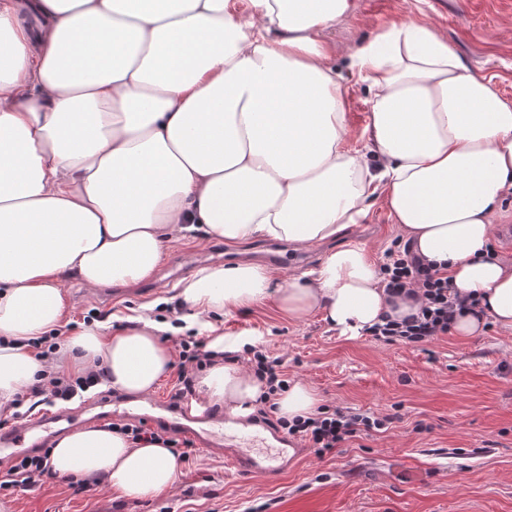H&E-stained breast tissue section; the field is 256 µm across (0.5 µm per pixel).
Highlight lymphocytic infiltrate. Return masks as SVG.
I'll use <instances>...</instances> for the list:
<instances>
[{
  "label": "lymphocytic infiltrate",
  "mask_w": 512,
  "mask_h": 512,
  "mask_svg": "<svg viewBox=\"0 0 512 512\" xmlns=\"http://www.w3.org/2000/svg\"><path fill=\"white\" fill-rule=\"evenodd\" d=\"M380 272L385 276L391 293L400 294L411 286H418L421 304L415 313L402 319L386 316L380 323L370 327L368 334L375 340L419 347L448 335L458 313L476 308L475 299L453 291L447 273L423 263L410 250L398 246L387 249ZM210 361L211 354L202 340L191 334L181 339L180 352L175 362L177 384L173 401L181 402L196 396V374L207 367ZM252 361L255 377L265 386L260 397L262 406L258 410L259 415L265 417L275 412L276 399L287 391L289 381L283 370L282 357L270 356L266 350L257 348L253 351ZM106 380V369L102 366L81 375L43 370L23 394L16 396L12 405L18 408L29 401L39 405L67 402ZM391 421L388 415L379 418L368 412H355L346 408L331 412L320 410L308 417L291 420L281 417L277 420V426L289 437L308 440L317 453L322 454L341 447L352 438L381 431ZM53 476L49 449L24 454L13 459L5 479L0 481V493L11 494L19 489H30Z\"/></svg>",
  "instance_id": "lymphocytic-infiltrate-1"
}]
</instances>
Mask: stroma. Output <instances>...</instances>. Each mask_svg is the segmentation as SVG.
I'll return each mask as SVG.
<instances>
[{"label": "stroma", "instance_id": "35a3bbf8", "mask_svg": "<svg viewBox=\"0 0 512 512\" xmlns=\"http://www.w3.org/2000/svg\"><path fill=\"white\" fill-rule=\"evenodd\" d=\"M409 18L434 25L469 73L490 79L512 101V0H358L332 32L334 65L345 70L352 49ZM344 83L347 145L364 152L369 91L348 74ZM398 237L381 193L364 223L342 233L378 262ZM266 246L263 239L234 246L167 241L153 275L139 285L113 284L108 305L102 288L67 277V318L82 326L95 308L108 325L116 316L177 304L172 269L185 253L210 266L253 261ZM214 322L225 336L248 337L285 356L289 379L315 389L322 406L389 415L392 423L322 456L305 448L277 478L240 473L198 447L180 462L174 489L152 498H124L105 486L92 497L76 495L56 478L1 495L0 503L10 512H512V328L494 324L467 340L450 334L411 348L338 335L317 314L288 320L270 300Z\"/></svg>", "mask_w": 512, "mask_h": 512}]
</instances>
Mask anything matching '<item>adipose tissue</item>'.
Wrapping results in <instances>:
<instances>
[{"label":"adipose tissue","instance_id":"adipose-tissue-1","mask_svg":"<svg viewBox=\"0 0 512 512\" xmlns=\"http://www.w3.org/2000/svg\"><path fill=\"white\" fill-rule=\"evenodd\" d=\"M356 0H0V407L43 365L31 346L66 316L64 277L86 287L149 278L171 234L228 244L270 238L326 245L317 265L280 278L266 266L199 269L180 290L208 350L239 352L213 314L274 300L288 319L321 313L357 337L382 315L412 312L377 265L338 234L386 192L415 253L446 271L487 322L512 328V259L490 255L512 192V102L469 73L428 23L408 19L348 67L370 91L376 163L346 148L343 76L329 39ZM166 324L67 339L56 368L103 363L113 388L150 393L167 375ZM226 414L251 412L262 389L237 362L196 381ZM61 475H105L130 498L171 490L178 465L160 444L134 446L105 426L63 435Z\"/></svg>","mask_w":512,"mask_h":512}]
</instances>
